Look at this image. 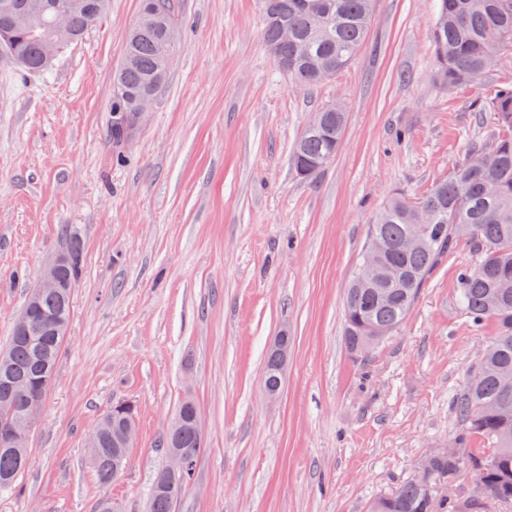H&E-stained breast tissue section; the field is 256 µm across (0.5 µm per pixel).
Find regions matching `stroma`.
Masks as SVG:
<instances>
[{
	"label": "stroma",
	"mask_w": 512,
	"mask_h": 512,
	"mask_svg": "<svg viewBox=\"0 0 512 512\" xmlns=\"http://www.w3.org/2000/svg\"><path fill=\"white\" fill-rule=\"evenodd\" d=\"M141 0H108L42 73L0 48V349L65 232L82 276L17 492L0 512H148L163 440L192 398L204 446L175 512H367L455 431L451 398L495 332L472 326L445 259L368 360L344 341L346 288L386 200L415 198L488 142L487 101L512 49L475 86L434 76L436 0H377L351 64L294 86L268 53L261 0H179L183 32L148 120L112 143L113 76ZM347 123L311 181L292 167L315 112ZM290 344L276 399L263 386ZM136 406L126 466L101 484L92 431ZM274 345L277 351L274 348L270 350L264 370V389L271 394H277L281 389L284 368L281 358L284 362L288 358V335L284 333L278 336Z\"/></svg>",
	"instance_id": "1"
}]
</instances>
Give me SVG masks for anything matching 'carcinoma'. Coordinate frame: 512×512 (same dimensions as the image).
<instances>
[{
	"mask_svg": "<svg viewBox=\"0 0 512 512\" xmlns=\"http://www.w3.org/2000/svg\"><path fill=\"white\" fill-rule=\"evenodd\" d=\"M156 0H143L141 13L128 31L124 53L133 63L115 72L112 141L118 143L137 129L131 118L127 94L148 89L155 81L161 59L176 51L178 43L168 34H180V17L168 18L150 11ZM96 0H87L71 17V38L79 41L102 13L90 15ZM265 45H279L274 61L297 86L316 85L322 76L311 61L317 60L338 73L361 49L374 17L375 0H262ZM292 28L294 40L280 41V27ZM52 32V19L43 12V26L17 36V49L30 62L28 70L40 71L41 44ZM435 79L450 92L475 84L493 70L499 55L512 47V0H438L433 32ZM494 112L496 132L491 142L474 145L448 178L437 182L423 196L411 200L391 197L370 225L361 262L376 268L369 281L354 276L344 300L345 340L351 354L386 342L411 312L421 288L438 265L460 246L475 261L462 267L457 277L459 303L473 326L496 324L482 358L469 369L466 384L451 401L457 422L454 439L468 458L490 461L484 469L485 499L512 505V81L504 80L487 102ZM347 113L328 106L315 113L297 141L292 156L296 174L313 179L336 156ZM415 236L419 246L404 248L405 238ZM66 252L72 263L62 277L72 283L81 278V243L66 235ZM65 309L70 322L71 300L46 297L40 310ZM68 326L57 336L30 339L14 332L7 350L0 353V400L21 408L35 395L48 390L47 378L59 359ZM284 364L274 349L265 361L264 389L280 392ZM198 411L184 399L177 410L184 427L178 439L166 437L164 447L186 448L198 458L202 436L191 427ZM129 413L116 403L101 419L96 441L88 443V460L103 483L116 477L115 466L128 455L116 438ZM28 462V448L0 447V478L10 477L13 491ZM430 472L420 473L394 492L373 501L368 512H485L471 499L458 505L437 497L435 485L453 487L458 462L433 456ZM193 476L189 471L166 490L153 487L149 512H173V505Z\"/></svg>",
	"mask_w": 512,
	"mask_h": 512,
	"instance_id": "1",
	"label": "carcinoma"
}]
</instances>
